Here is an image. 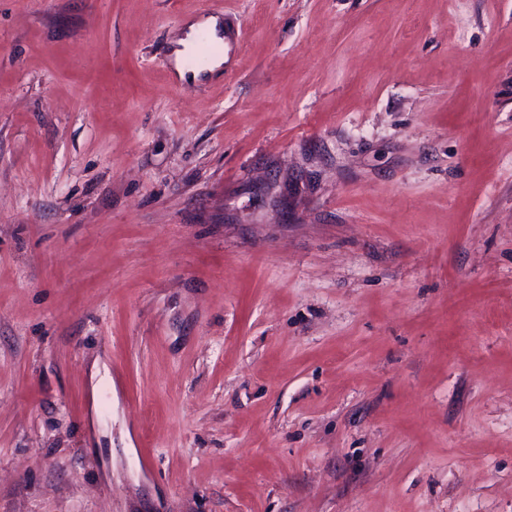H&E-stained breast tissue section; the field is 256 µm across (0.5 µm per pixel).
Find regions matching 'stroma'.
<instances>
[{"label":"stroma","mask_w":512,"mask_h":512,"mask_svg":"<svg viewBox=\"0 0 512 512\" xmlns=\"http://www.w3.org/2000/svg\"><path fill=\"white\" fill-rule=\"evenodd\" d=\"M0 512H512V0H0Z\"/></svg>","instance_id":"35a3bbf8"}]
</instances>
